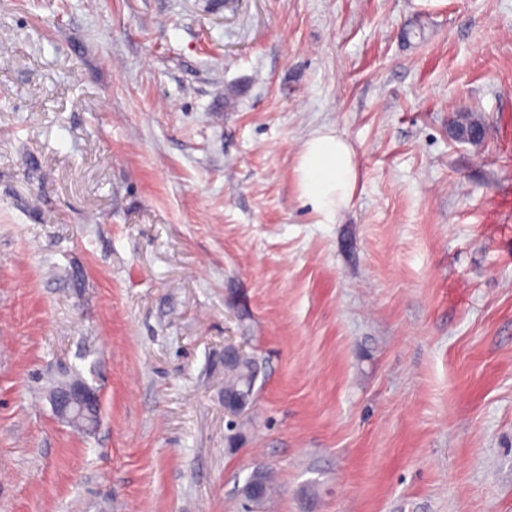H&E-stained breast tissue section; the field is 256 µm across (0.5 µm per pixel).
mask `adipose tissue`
I'll return each instance as SVG.
<instances>
[{
  "instance_id": "adipose-tissue-1",
  "label": "adipose tissue",
  "mask_w": 512,
  "mask_h": 512,
  "mask_svg": "<svg viewBox=\"0 0 512 512\" xmlns=\"http://www.w3.org/2000/svg\"><path fill=\"white\" fill-rule=\"evenodd\" d=\"M297 172L302 198L325 220H334L353 194L354 150L335 131H315L301 147Z\"/></svg>"
}]
</instances>
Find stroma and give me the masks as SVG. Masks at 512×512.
I'll list each match as a JSON object with an SVG mask.
<instances>
[{"instance_id":"35a3bbf8","label":"stroma","mask_w":512,"mask_h":512,"mask_svg":"<svg viewBox=\"0 0 512 512\" xmlns=\"http://www.w3.org/2000/svg\"><path fill=\"white\" fill-rule=\"evenodd\" d=\"M2 34L0 512H245L258 466L257 512H512V0H0ZM228 339L264 361L234 450ZM297 172L301 197L326 221H333L353 194L354 150L334 130L315 131L301 147ZM51 401L55 411L72 423H78L79 419L92 421L100 408L96 390L79 379L59 390Z\"/></svg>"}]
</instances>
